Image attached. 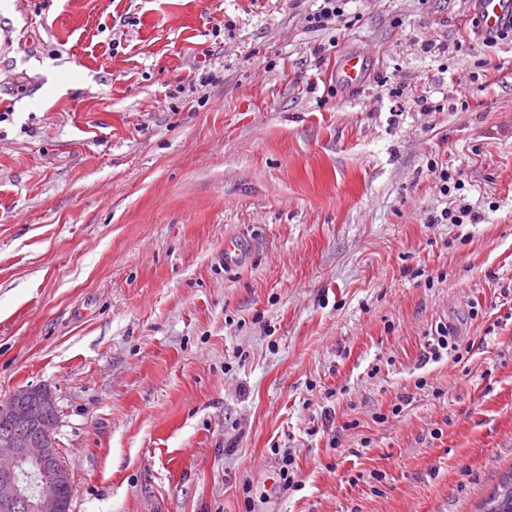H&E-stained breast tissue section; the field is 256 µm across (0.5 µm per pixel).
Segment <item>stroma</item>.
Segmentation results:
<instances>
[{
  "mask_svg": "<svg viewBox=\"0 0 512 512\" xmlns=\"http://www.w3.org/2000/svg\"><path fill=\"white\" fill-rule=\"evenodd\" d=\"M316 8L0 0V403L53 391L72 512H477L512 470V42ZM320 8L312 14V21L317 29L326 30L329 23L332 24L334 21L336 26L343 23L342 26L348 28L352 21H348L345 15L346 0H322ZM339 79L349 87H355L364 80V63L358 55L342 56L337 64ZM449 332L448 327L446 325H440L436 327V336H433L432 343L429 345V351L427 352L430 355L429 359L439 360L443 355V351H445L446 355H452L456 362H460L464 359V355L462 352H459V345L454 341L451 342V338L449 341ZM449 351V352H448Z\"/></svg>",
  "mask_w": 512,
  "mask_h": 512,
  "instance_id": "35a3bbf8",
  "label": "stroma"
}]
</instances>
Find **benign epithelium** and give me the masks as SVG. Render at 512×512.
Returning a JSON list of instances; mask_svg holds the SVG:
<instances>
[{"label":"benign epithelium","instance_id":"1","mask_svg":"<svg viewBox=\"0 0 512 512\" xmlns=\"http://www.w3.org/2000/svg\"><path fill=\"white\" fill-rule=\"evenodd\" d=\"M57 409L45 385L18 390L8 401V418L26 431L0 443V512H63L62 491L72 487L57 439Z\"/></svg>","mask_w":512,"mask_h":512}]
</instances>
